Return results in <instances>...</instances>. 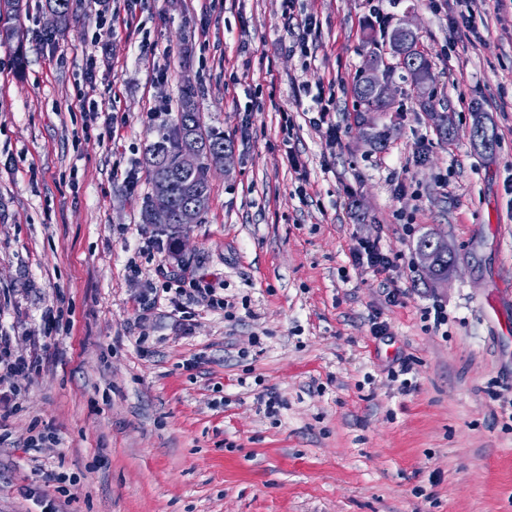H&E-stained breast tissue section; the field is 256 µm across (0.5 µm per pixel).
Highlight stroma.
<instances>
[{"label":"stroma","mask_w":512,"mask_h":512,"mask_svg":"<svg viewBox=\"0 0 512 512\" xmlns=\"http://www.w3.org/2000/svg\"><path fill=\"white\" fill-rule=\"evenodd\" d=\"M28 5L23 63L0 47V332L43 363L0 424V512L43 497L61 512H512V9L475 0L457 29L455 0H84L52 35L45 0ZM101 14L112 34L95 44ZM403 20L453 133L397 70L376 151L352 87L365 33ZM187 82L235 161L173 235L141 221L143 156ZM321 90L333 143L309 122ZM479 115L498 133L489 158L467 135ZM428 230L456 256L443 285L418 268ZM373 239L398 259L385 285L351 259ZM168 273L222 290L234 319L185 321L164 300L138 320ZM435 304L442 332L423 317ZM402 362L406 390L388 375ZM269 392L276 420L258 411ZM46 426L55 443L31 457Z\"/></svg>","instance_id":"1"}]
</instances>
